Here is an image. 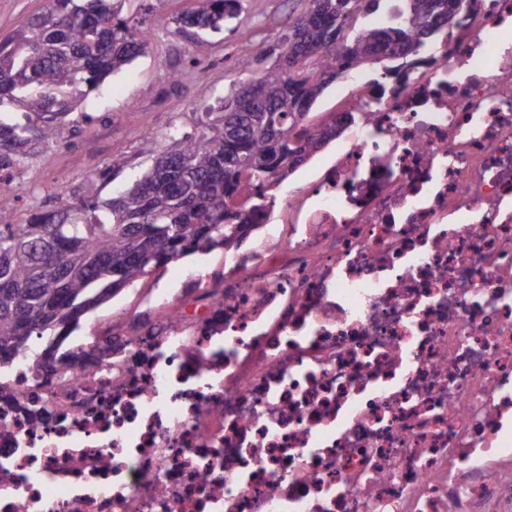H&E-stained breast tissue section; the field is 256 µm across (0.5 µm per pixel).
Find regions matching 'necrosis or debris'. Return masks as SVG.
I'll use <instances>...</instances> for the list:
<instances>
[{
	"mask_svg": "<svg viewBox=\"0 0 512 512\" xmlns=\"http://www.w3.org/2000/svg\"><path fill=\"white\" fill-rule=\"evenodd\" d=\"M112 354L0 374V512H512V0H469Z\"/></svg>",
	"mask_w": 512,
	"mask_h": 512,
	"instance_id": "obj_1",
	"label": "necrosis or debris"
}]
</instances>
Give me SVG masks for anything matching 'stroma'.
Returning a JSON list of instances; mask_svg holds the SVG:
<instances>
[{"instance_id": "35a3bbf8", "label": "stroma", "mask_w": 512, "mask_h": 512, "mask_svg": "<svg viewBox=\"0 0 512 512\" xmlns=\"http://www.w3.org/2000/svg\"><path fill=\"white\" fill-rule=\"evenodd\" d=\"M307 6L308 0H242L237 33L194 37L178 32L176 24L192 0H127L125 16L146 18L152 30L147 53L80 103L87 123L63 129L58 140L30 143L26 164L15 172L16 221L51 208L59 187H81L102 167H119L103 196L123 190L148 166L145 140L167 144L204 130L207 107L247 83L248 73L236 67L238 32L250 34L254 56L266 57Z\"/></svg>"}]
</instances>
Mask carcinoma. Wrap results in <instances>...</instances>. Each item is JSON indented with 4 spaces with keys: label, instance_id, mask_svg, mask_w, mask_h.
I'll use <instances>...</instances> for the list:
<instances>
[{
    "label": "carcinoma",
    "instance_id": "cac0c4a2",
    "mask_svg": "<svg viewBox=\"0 0 512 512\" xmlns=\"http://www.w3.org/2000/svg\"><path fill=\"white\" fill-rule=\"evenodd\" d=\"M125 0H48L44 14L0 41V107L18 102L21 116L0 121V169L25 163L30 136L56 138L77 117L78 102L149 45L145 21L122 15ZM466 0H310L278 42V62L250 54L240 35L237 67L251 73L207 113L199 134L168 145L145 143L149 166L119 195L101 197L113 169L83 187H62L56 205L24 224L12 222L14 200L0 197V372L13 357L34 354L52 373L98 358L99 344L61 349L81 318L158 268L213 250L239 236L247 220L233 201L249 187L251 208L272 205L271 191L295 165L336 137V126L310 120V110L343 69L395 62L445 40L437 20ZM356 18L346 40L329 37ZM240 0H194L178 29L231 28Z\"/></svg>",
    "mask_w": 512,
    "mask_h": 512
}]
</instances>
